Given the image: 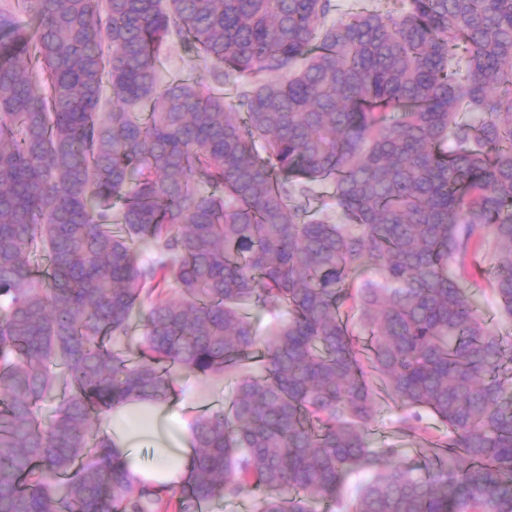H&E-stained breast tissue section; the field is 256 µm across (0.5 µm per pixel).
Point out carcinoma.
Masks as SVG:
<instances>
[{"instance_id":"cac0c4a2","label":"carcinoma","mask_w":512,"mask_h":512,"mask_svg":"<svg viewBox=\"0 0 512 512\" xmlns=\"http://www.w3.org/2000/svg\"><path fill=\"white\" fill-rule=\"evenodd\" d=\"M391 2L0 5V512H512V338L467 292L489 243L512 317V0ZM174 39L237 103L162 78ZM182 371L237 380L136 486L104 416ZM388 1L389 0H332L335 7L329 14L328 20L329 22L337 20L344 15V13L360 8L384 10L387 8ZM396 413L392 405L381 404L378 407L376 421L373 425L374 432V448H381L384 442H389L394 448H399V456L402 458H410L413 448H417L415 442L411 438H404L393 435V429L389 425L390 419Z\"/></svg>"}]
</instances>
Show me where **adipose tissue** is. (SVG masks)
I'll return each instance as SVG.
<instances>
[{
	"label": "adipose tissue",
	"instance_id": "1",
	"mask_svg": "<svg viewBox=\"0 0 512 512\" xmlns=\"http://www.w3.org/2000/svg\"><path fill=\"white\" fill-rule=\"evenodd\" d=\"M103 427L133 476L149 482L182 481L192 453L187 423L167 406L142 401L121 403L107 413ZM146 447L156 452V461L149 467L142 464Z\"/></svg>",
	"mask_w": 512,
	"mask_h": 512
}]
</instances>
